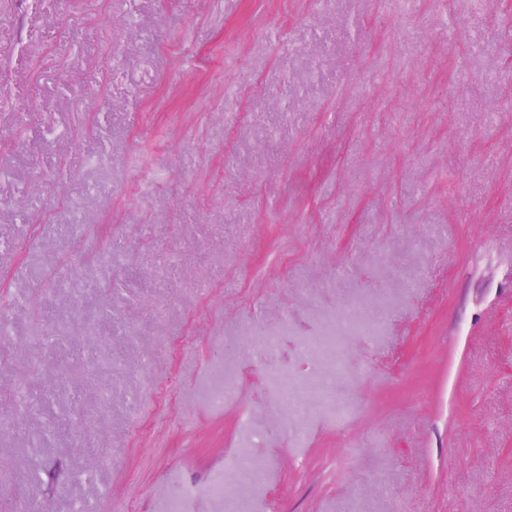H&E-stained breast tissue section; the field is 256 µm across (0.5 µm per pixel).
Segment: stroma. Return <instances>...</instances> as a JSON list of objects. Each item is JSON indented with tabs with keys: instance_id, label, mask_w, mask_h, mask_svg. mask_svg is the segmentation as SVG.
<instances>
[{
	"instance_id": "stroma-1",
	"label": "stroma",
	"mask_w": 512,
	"mask_h": 512,
	"mask_svg": "<svg viewBox=\"0 0 512 512\" xmlns=\"http://www.w3.org/2000/svg\"><path fill=\"white\" fill-rule=\"evenodd\" d=\"M0 279V512H512V0H0ZM380 322L363 323L358 317L351 312H341L333 323V328L329 329L324 335L326 336H349V335H365L373 336L382 329ZM305 357L312 364L311 372L319 376L321 379V388L324 396L323 413L327 418L335 420L336 417L345 415V408L336 403V400L331 394L333 390V381L340 373L341 366L334 361L333 367L330 369V375L327 376L323 373L322 361L324 357V349L318 343L305 342L302 344ZM234 391V378L227 373L210 381L206 389V397L209 405L214 409H221L224 401L229 398ZM274 393L276 404L287 413H294L304 417L309 415L311 409L308 403L298 397L291 388L288 387L286 381L279 384L274 389ZM233 471L239 483L249 492L260 487L259 473L261 467L257 460L245 451H240L232 457V460L225 465V471Z\"/></svg>"
}]
</instances>
